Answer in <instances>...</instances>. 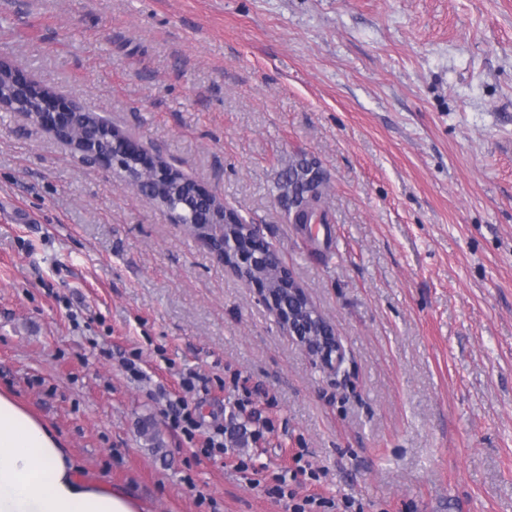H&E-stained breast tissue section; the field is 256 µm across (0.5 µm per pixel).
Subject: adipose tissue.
Returning a JSON list of instances; mask_svg holds the SVG:
<instances>
[{
    "mask_svg": "<svg viewBox=\"0 0 512 512\" xmlns=\"http://www.w3.org/2000/svg\"><path fill=\"white\" fill-rule=\"evenodd\" d=\"M0 512H141L130 492L91 481L42 418L0 393Z\"/></svg>",
    "mask_w": 512,
    "mask_h": 512,
    "instance_id": "1",
    "label": "adipose tissue"
}]
</instances>
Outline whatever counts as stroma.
Returning <instances> with one entry per match:
<instances>
[{
  "mask_svg": "<svg viewBox=\"0 0 512 512\" xmlns=\"http://www.w3.org/2000/svg\"><path fill=\"white\" fill-rule=\"evenodd\" d=\"M1 52L260 224L346 350L324 372L186 225L0 112V391L83 477L289 512L302 450L314 512H512V0H0ZM303 161L328 225L284 217ZM172 424L180 429L188 440L192 441L199 430V421L195 417V410L190 407L188 401L182 399L175 404H170Z\"/></svg>",
  "mask_w": 512,
  "mask_h": 512,
  "instance_id": "1",
  "label": "stroma"
}]
</instances>
